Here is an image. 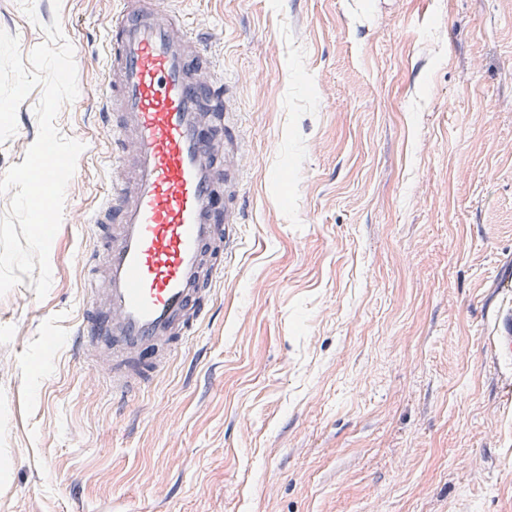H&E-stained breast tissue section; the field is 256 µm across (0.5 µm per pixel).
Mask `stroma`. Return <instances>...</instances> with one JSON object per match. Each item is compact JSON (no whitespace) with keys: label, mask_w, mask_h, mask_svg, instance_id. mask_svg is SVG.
I'll list each match as a JSON object with an SVG mask.
<instances>
[{"label":"stroma","mask_w":512,"mask_h":512,"mask_svg":"<svg viewBox=\"0 0 512 512\" xmlns=\"http://www.w3.org/2000/svg\"><path fill=\"white\" fill-rule=\"evenodd\" d=\"M0 0L22 56L60 20L87 143L45 298L0 297V512H512L490 349L512 271V0H174L234 81L240 249L216 314L124 410L78 364L115 0ZM33 90L0 176L38 134Z\"/></svg>","instance_id":"obj_1"}]
</instances>
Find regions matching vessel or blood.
Here are the masks:
<instances>
[{"label":"vessel or blood","instance_id":"obj_1","mask_svg":"<svg viewBox=\"0 0 512 512\" xmlns=\"http://www.w3.org/2000/svg\"><path fill=\"white\" fill-rule=\"evenodd\" d=\"M105 23L99 118L112 136L113 176L82 254L84 304L76 356H112L116 402L140 392L207 319L242 242L244 151L233 87L218 80L202 36L169 0H118ZM224 138H206L211 113ZM223 208H216V195ZM489 344L512 360V277Z\"/></svg>","mask_w":512,"mask_h":512}]
</instances>
